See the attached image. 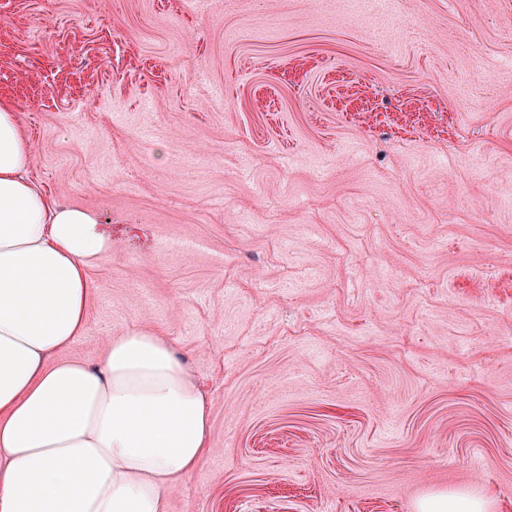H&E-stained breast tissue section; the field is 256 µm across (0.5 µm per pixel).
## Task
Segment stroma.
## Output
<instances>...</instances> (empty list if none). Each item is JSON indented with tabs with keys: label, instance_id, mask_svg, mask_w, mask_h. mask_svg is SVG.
Segmentation results:
<instances>
[{
	"label": "stroma",
	"instance_id": "obj_1",
	"mask_svg": "<svg viewBox=\"0 0 512 512\" xmlns=\"http://www.w3.org/2000/svg\"><path fill=\"white\" fill-rule=\"evenodd\" d=\"M0 101L112 223L57 359L207 396L169 512H512V0H0ZM417 512H487L488 502L465 493H434L421 499Z\"/></svg>",
	"mask_w": 512,
	"mask_h": 512
}]
</instances>
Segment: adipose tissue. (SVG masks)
I'll use <instances>...</instances> for the list:
<instances>
[{"instance_id": "1", "label": "adipose tissue", "mask_w": 512, "mask_h": 512, "mask_svg": "<svg viewBox=\"0 0 512 512\" xmlns=\"http://www.w3.org/2000/svg\"><path fill=\"white\" fill-rule=\"evenodd\" d=\"M18 115L0 104V512H168L207 452L210 415L169 341L134 327L97 364L54 352L83 335L90 271L112 227L28 181Z\"/></svg>"}]
</instances>
